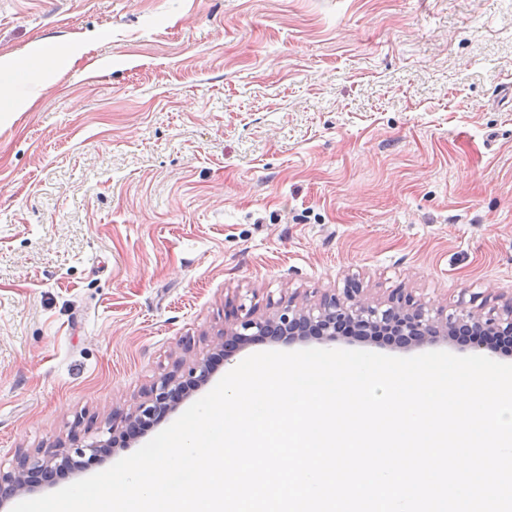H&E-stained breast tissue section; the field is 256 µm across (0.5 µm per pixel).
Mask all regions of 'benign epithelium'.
<instances>
[{
    "label": "benign epithelium",
    "mask_w": 512,
    "mask_h": 512,
    "mask_svg": "<svg viewBox=\"0 0 512 512\" xmlns=\"http://www.w3.org/2000/svg\"><path fill=\"white\" fill-rule=\"evenodd\" d=\"M500 306L460 309L446 314L445 309L416 300L398 289L384 301L364 295V288L349 280L342 295L325 293L314 304L287 305L268 316L256 317L251 310L239 306L232 311L233 320L224 325V332L214 342V350L228 358L239 346L257 338L274 342L294 343L316 338L335 341L342 335L361 340H377L396 348L419 347L440 339H451L465 349L493 346L497 339H512V295H500ZM184 360L175 362L174 370L164 374L145 394V400L133 411L122 415L126 426L146 428L175 410L177 404L204 380L208 361H197L183 369ZM103 449L92 443L74 451L63 450L46 460L24 454L17 467L0 473V487H7L10 496L18 497L35 491L58 467L70 466L77 459L94 465Z\"/></svg>",
    "instance_id": "1"
}]
</instances>
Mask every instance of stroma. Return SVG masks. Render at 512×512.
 Listing matches in <instances>:
<instances>
[{
	"label": "stroma",
	"mask_w": 512,
	"mask_h": 512,
	"mask_svg": "<svg viewBox=\"0 0 512 512\" xmlns=\"http://www.w3.org/2000/svg\"><path fill=\"white\" fill-rule=\"evenodd\" d=\"M0 471L109 438L225 305L512 289V0H0ZM15 73V63L10 58H0V90L3 85L5 98L11 102L10 107L4 112H22L29 106L32 97L23 98L13 89V78Z\"/></svg>",
	"instance_id": "35a3bbf8"
}]
</instances>
